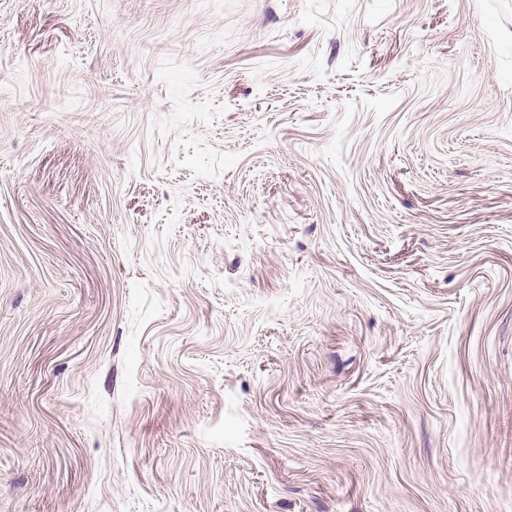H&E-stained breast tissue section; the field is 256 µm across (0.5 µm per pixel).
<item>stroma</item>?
Listing matches in <instances>:
<instances>
[{
	"label": "stroma",
	"mask_w": 512,
	"mask_h": 512,
	"mask_svg": "<svg viewBox=\"0 0 512 512\" xmlns=\"http://www.w3.org/2000/svg\"><path fill=\"white\" fill-rule=\"evenodd\" d=\"M0 512H512V0H0Z\"/></svg>",
	"instance_id": "1"
}]
</instances>
